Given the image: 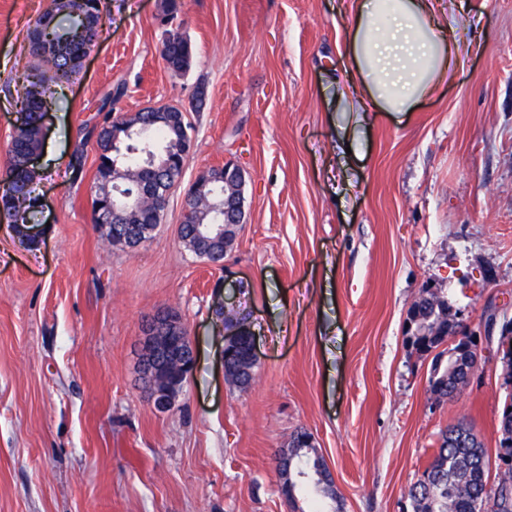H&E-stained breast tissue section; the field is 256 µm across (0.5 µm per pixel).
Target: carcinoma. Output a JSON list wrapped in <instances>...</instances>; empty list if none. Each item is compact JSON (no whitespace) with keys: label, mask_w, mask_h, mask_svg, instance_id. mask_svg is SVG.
I'll use <instances>...</instances> for the list:
<instances>
[{"label":"carcinoma","mask_w":512,"mask_h":512,"mask_svg":"<svg viewBox=\"0 0 512 512\" xmlns=\"http://www.w3.org/2000/svg\"><path fill=\"white\" fill-rule=\"evenodd\" d=\"M101 0H82L61 4L52 0L50 10L39 17L34 29L45 38L68 30L75 24L73 10H81L90 19L91 26L80 37L70 55L62 59L46 58L34 45L28 54L32 64L24 72L26 82L36 79L42 86V98L35 99L23 94L19 101L20 125L12 141L7 159V175L0 184V213L11 219L14 230L19 226L35 223L37 210L31 185L35 183L34 169L28 166L30 156L41 147V120L44 109L56 93V88L70 81L80 70V59L86 55L99 34L97 27L101 17ZM160 56L172 70L187 71L194 60V47L190 40L177 30L168 31L160 47ZM124 87L118 85L107 91L101 99L98 113L104 114L105 123L96 128L97 117L85 121L79 129L69 166L75 176L84 168V158L89 143L96 145L99 153L98 168L110 169L125 164L143 169L149 174V184L158 186L155 200L139 199L132 185L118 189L109 199L94 197L92 208L115 207L121 210L129 203L139 202L137 216L127 224H112L107 238L124 245L129 241L151 238L156 226V214L164 212L168 197L165 189L184 171L188 152L183 144L184 136L166 124V107L151 108L138 114L136 129L129 130L125 122L111 120L113 106L123 97ZM450 305L439 292H426L422 288L408 310L412 324L407 343L422 357H432L428 387L438 402L450 401L468 384L463 370V355L457 347L448 344V313ZM255 361L240 347L234 350L225 370V379L239 389L250 386L254 377ZM499 430L509 433L498 439L499 450L512 458V393L504 404ZM311 436L300 430L291 436L288 460L292 467L288 477V500H295L298 485L312 486L315 504L321 500H336L335 491L323 479V457L310 444ZM413 512H512V465L505 468L495 480L489 479V459L485 448L467 446L455 436V427L440 432L435 449L422 477L408 492Z\"/></svg>","instance_id":"obj_1"}]
</instances>
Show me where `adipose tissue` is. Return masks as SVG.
Here are the masks:
<instances>
[{
    "label": "adipose tissue",
    "instance_id": "1",
    "mask_svg": "<svg viewBox=\"0 0 512 512\" xmlns=\"http://www.w3.org/2000/svg\"><path fill=\"white\" fill-rule=\"evenodd\" d=\"M468 24L459 0H355L345 48L350 75L336 89L339 111L360 120L374 110L410 111L462 67L464 48L451 34Z\"/></svg>",
    "mask_w": 512,
    "mask_h": 512
}]
</instances>
